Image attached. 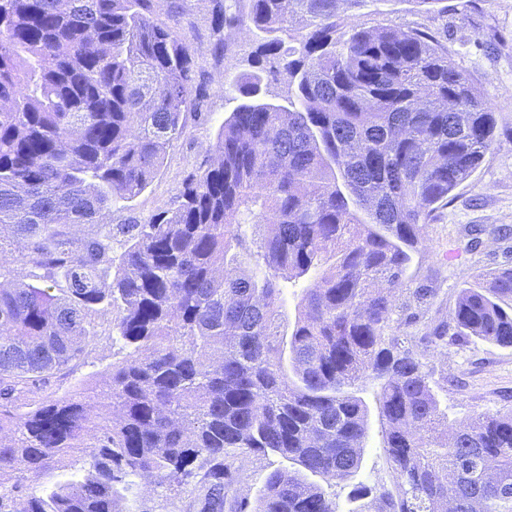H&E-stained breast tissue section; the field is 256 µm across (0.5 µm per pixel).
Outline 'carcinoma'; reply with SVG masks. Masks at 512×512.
I'll return each mask as SVG.
<instances>
[{
  "label": "carcinoma",
  "instance_id": "carcinoma-1",
  "mask_svg": "<svg viewBox=\"0 0 512 512\" xmlns=\"http://www.w3.org/2000/svg\"><path fill=\"white\" fill-rule=\"evenodd\" d=\"M213 2L217 51L265 34L244 102L174 207L114 226L182 132L189 45L154 0H0V473L18 472L0 512H124L131 477L193 482V512H224L231 450L300 466L239 512H338L302 471L360 469L368 381L395 482L354 487V512H512V410L442 441L448 413L406 346L419 313L395 301L426 224L495 145L489 103L426 31L341 30L340 6L366 0ZM265 75L286 103L261 99ZM303 277L289 332L281 281ZM101 313L108 377L26 402L77 366ZM470 337L512 347V266L422 340ZM54 459L70 475L33 491Z\"/></svg>",
  "mask_w": 512,
  "mask_h": 512
}]
</instances>
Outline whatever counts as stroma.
<instances>
[{
    "label": "stroma",
    "mask_w": 512,
    "mask_h": 512,
    "mask_svg": "<svg viewBox=\"0 0 512 512\" xmlns=\"http://www.w3.org/2000/svg\"><path fill=\"white\" fill-rule=\"evenodd\" d=\"M170 0H156L155 18L184 35L194 61L192 104L186 111L180 137L168 147L163 163L137 197L112 209L116 224L147 221L169 208L182 188L184 177L205 169L206 149L218 130L240 103L233 81L249 71L248 56L262 40L259 32L235 35L222 54L213 50L209 0H183L184 13L169 10ZM388 19L401 28L428 31L448 50L490 103L496 118V144L481 167L439 209L413 255L409 270L413 285L436 288L438 295L419 325L410 327L409 345L431 374L441 406L455 423L483 412L512 409V347L505 348L474 338L429 347L421 336L424 323L449 319L462 288L475 275L494 269L512 251V238L491 236L490 228L512 229V0H368L358 9L340 8L342 29L369 26ZM97 340L86 350L82 364L51 378L44 394L60 398L80 391L93 376L104 375L116 351L112 344L111 318L96 320ZM384 426L377 407L368 413V438L360 470L347 480L326 485L339 512L353 508L348 493L357 483L392 487L393 474L383 452ZM289 462L272 454L251 453L239 459L233 476V495L256 500L269 472ZM188 487L171 486L145 494L140 487L128 490L125 512H190Z\"/></svg>",
    "instance_id": "35a3bbf8"
}]
</instances>
